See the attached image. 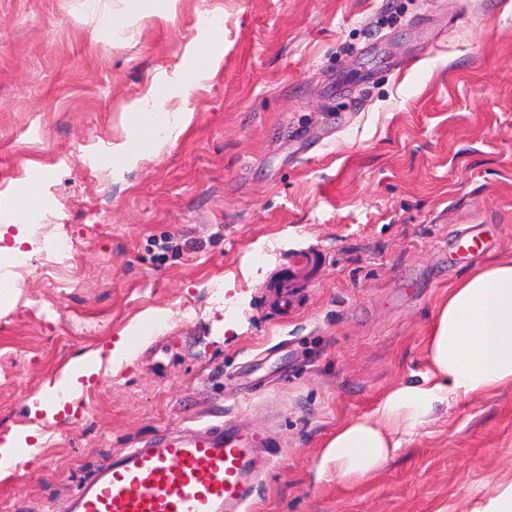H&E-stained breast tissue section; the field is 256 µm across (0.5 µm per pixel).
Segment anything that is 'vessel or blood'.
Here are the masks:
<instances>
[{
  "instance_id": "1",
  "label": "vessel or blood",
  "mask_w": 512,
  "mask_h": 512,
  "mask_svg": "<svg viewBox=\"0 0 512 512\" xmlns=\"http://www.w3.org/2000/svg\"><path fill=\"white\" fill-rule=\"evenodd\" d=\"M254 466L249 438L228 423L165 434L96 470L69 512H244Z\"/></svg>"
}]
</instances>
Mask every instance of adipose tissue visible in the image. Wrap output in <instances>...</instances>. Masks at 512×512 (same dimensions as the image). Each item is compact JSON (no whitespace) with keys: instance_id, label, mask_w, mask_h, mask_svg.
Instances as JSON below:
<instances>
[{"instance_id":"obj_1","label":"adipose tissue","mask_w":512,"mask_h":512,"mask_svg":"<svg viewBox=\"0 0 512 512\" xmlns=\"http://www.w3.org/2000/svg\"><path fill=\"white\" fill-rule=\"evenodd\" d=\"M170 91L150 86L141 100L148 122L132 114L134 135L112 148L117 164H135L156 147L154 131L182 133L191 113L170 112ZM425 372L386 390L362 416L342 422L325 441L317 477L354 485L429 423L438 408L486 397L512 386V253L498 256L454 283L441 299L425 336Z\"/></svg>"}]
</instances>
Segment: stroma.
<instances>
[{
	"mask_svg": "<svg viewBox=\"0 0 512 512\" xmlns=\"http://www.w3.org/2000/svg\"><path fill=\"white\" fill-rule=\"evenodd\" d=\"M122 8L0 0V221L32 258L0 303V439H43L0 512H67L121 449L195 420L259 447L251 512L480 506L486 475L512 480V386L441 409L357 487L314 464L424 371L449 286L512 253V0H178L101 24ZM194 67L188 128L113 166L148 87ZM33 182L49 223L17 220ZM60 233L75 253L45 271ZM81 357L95 374L41 411Z\"/></svg>",
	"mask_w": 512,
	"mask_h": 512,
	"instance_id": "1",
	"label": "stroma"
}]
</instances>
